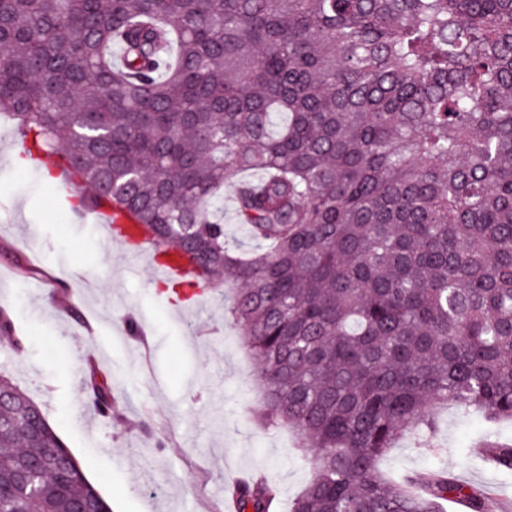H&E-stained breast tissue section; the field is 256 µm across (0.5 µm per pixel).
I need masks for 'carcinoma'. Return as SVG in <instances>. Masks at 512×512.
Returning <instances> with one entry per match:
<instances>
[{
	"label": "carcinoma",
	"mask_w": 512,
	"mask_h": 512,
	"mask_svg": "<svg viewBox=\"0 0 512 512\" xmlns=\"http://www.w3.org/2000/svg\"><path fill=\"white\" fill-rule=\"evenodd\" d=\"M0 114L49 184L68 162L76 208L110 202L233 288L262 421L310 449L291 512H512L442 467L377 466L440 405L512 422V0H0ZM227 186L265 250L228 246ZM88 387L112 414L108 379ZM0 393V512H112L59 462L10 481L65 444ZM485 456L512 471L511 443Z\"/></svg>",
	"instance_id": "1"
}]
</instances>
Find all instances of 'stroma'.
Here are the masks:
<instances>
[{"instance_id": "stroma-1", "label": "stroma", "mask_w": 512, "mask_h": 512, "mask_svg": "<svg viewBox=\"0 0 512 512\" xmlns=\"http://www.w3.org/2000/svg\"><path fill=\"white\" fill-rule=\"evenodd\" d=\"M16 138L0 125V308L23 341L0 342V374L41 405L113 512H225L217 487L261 474L290 512L309 477L292 430L263 427L253 360L224 317V289L175 304L147 259L125 261L104 225L79 217L41 173L14 167ZM37 269L34 277L22 276ZM99 353L116 398L96 435L86 359ZM432 444L400 440L386 474L425 476L443 463L468 485L512 496V473L473 447L485 425L452 407Z\"/></svg>"}]
</instances>
